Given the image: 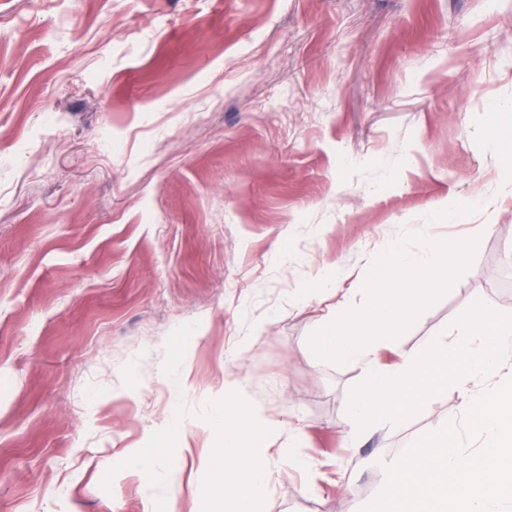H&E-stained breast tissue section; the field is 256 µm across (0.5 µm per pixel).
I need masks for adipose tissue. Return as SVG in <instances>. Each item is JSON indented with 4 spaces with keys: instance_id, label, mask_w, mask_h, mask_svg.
<instances>
[{
    "instance_id": "adipose-tissue-1",
    "label": "adipose tissue",
    "mask_w": 512,
    "mask_h": 512,
    "mask_svg": "<svg viewBox=\"0 0 512 512\" xmlns=\"http://www.w3.org/2000/svg\"><path fill=\"white\" fill-rule=\"evenodd\" d=\"M211 423L220 436L214 453L224 460L210 484L213 495L223 499L226 512H257L270 480L265 460L269 432L262 409L251 407L244 418L236 419L225 407L213 413Z\"/></svg>"
}]
</instances>
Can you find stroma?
I'll return each instance as SVG.
<instances>
[{"label": "stroma", "mask_w": 512, "mask_h": 512, "mask_svg": "<svg viewBox=\"0 0 512 512\" xmlns=\"http://www.w3.org/2000/svg\"><path fill=\"white\" fill-rule=\"evenodd\" d=\"M510 126L512 0H0V512H220L230 387L272 433L258 512H361L461 398L348 447L361 369L307 338L420 224L492 231L382 368L475 300L512 314ZM174 414L155 472L119 470Z\"/></svg>", "instance_id": "35a3bbf8"}]
</instances>
